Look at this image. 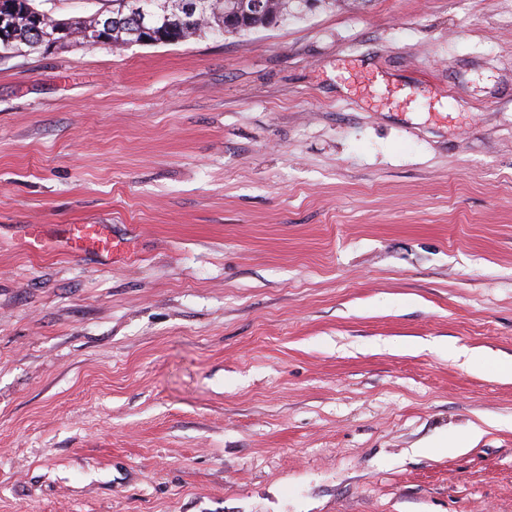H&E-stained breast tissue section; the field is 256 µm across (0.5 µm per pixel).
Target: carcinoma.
<instances>
[{"label": "carcinoma", "mask_w": 512, "mask_h": 512, "mask_svg": "<svg viewBox=\"0 0 512 512\" xmlns=\"http://www.w3.org/2000/svg\"><path fill=\"white\" fill-rule=\"evenodd\" d=\"M189 3L194 0H151L155 8L156 25L164 27L170 34L180 36L187 40L202 35L211 34L222 36L224 34L245 35L261 30H269L288 21V18H297L303 14L302 0H280L277 11H252L243 16L236 24L228 23L231 15L241 12L243 0H224V9L218 11L211 6L208 0H202L192 21L181 10L182 2ZM108 8L101 11L102 17L111 20L112 43L130 44L136 39L135 31L138 28V14L123 5L125 0H106ZM17 24L19 43L26 50L35 51L42 48L39 35L28 27L27 17L19 13L14 18Z\"/></svg>", "instance_id": "cac0c4a2"}]
</instances>
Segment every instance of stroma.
Masks as SVG:
<instances>
[{"label": "stroma", "instance_id": "obj_1", "mask_svg": "<svg viewBox=\"0 0 512 512\" xmlns=\"http://www.w3.org/2000/svg\"><path fill=\"white\" fill-rule=\"evenodd\" d=\"M0 512H512V0L0 59ZM68 233L74 242L75 250H81L84 246L90 245H97L102 249L107 246L101 224H69Z\"/></svg>", "mask_w": 512, "mask_h": 512}]
</instances>
